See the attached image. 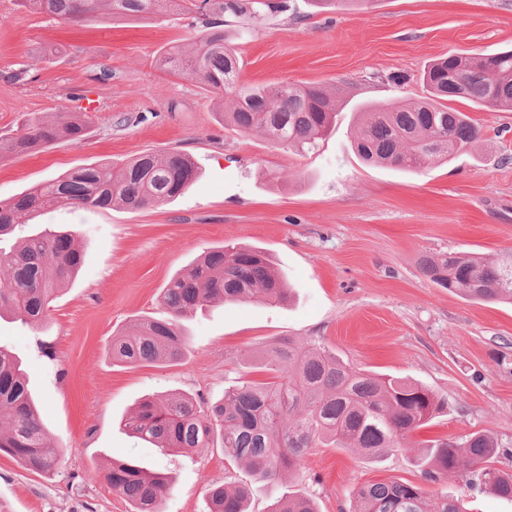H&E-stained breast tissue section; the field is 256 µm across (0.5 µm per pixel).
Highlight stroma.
<instances>
[{"instance_id":"1","label":"stroma","mask_w":512,"mask_h":512,"mask_svg":"<svg viewBox=\"0 0 512 512\" xmlns=\"http://www.w3.org/2000/svg\"><path fill=\"white\" fill-rule=\"evenodd\" d=\"M203 32L200 20L176 11L69 26L0 0V138L33 120L89 117L80 139L0 160V200L142 153L181 151L198 169L168 203L60 205L24 227L27 235L72 234L84 259L42 327L0 319V345L24 362L63 458L57 473L37 474L0 454V512H132L103 478L121 459L169 473L164 512H206L207 486L247 483L246 466L225 460L219 447L161 451L124 421L148 397L220 400L239 378L260 379L263 356L284 339L317 341L354 367L445 397L447 410L415 441L484 431L512 447V304L463 299L421 270L423 258L442 252L490 262L512 252V111L455 101L478 122L479 139L418 173L366 163L354 149L368 105L426 97L419 77L433 60L512 49V0H369L360 10L323 13L288 0L259 32L225 28L243 83L344 85L332 131L306 156L233 131L223 117L230 97L157 68L169 50L191 52ZM228 244L264 249L288 280L287 301L211 304L185 319L182 360L114 361L113 336L137 319L164 317L168 281ZM304 466V476L254 489L248 512H266L271 497L288 493L312 499L318 512H347L353 489L374 479L422 483L428 498L460 496L471 512H512V502L470 490L459 477L422 482L408 452L375 464L321 444Z\"/></svg>"}]
</instances>
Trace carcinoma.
I'll use <instances>...</instances> for the list:
<instances>
[{"label":"carcinoma","mask_w":512,"mask_h":512,"mask_svg":"<svg viewBox=\"0 0 512 512\" xmlns=\"http://www.w3.org/2000/svg\"><path fill=\"white\" fill-rule=\"evenodd\" d=\"M20 5L63 24L143 18L171 10L196 15L209 29L196 51L172 50L160 60L171 74L189 73L209 92L230 94L232 111L224 123L240 134L260 132L276 147L301 155L314 152L331 130L344 87L241 82L237 53L224 40V26L243 23L255 30L284 0H20ZM428 97L411 105L372 107L355 140L358 155L372 164L417 171L432 161H448L478 138L467 113L448 105L466 99L490 111L512 110V50L478 56H449L428 65L422 75ZM88 124L80 112L62 121L30 122L18 134L0 139V159L36 154L61 137L82 136ZM197 177L190 156L180 152L144 153L120 165L90 164L45 181L28 192L0 201V237L56 205L130 209L158 205L181 196ZM82 262V246L67 233L44 231L24 237L14 250L0 249V310L39 327L54 300L57 284ZM430 281L462 298L512 303V255L498 263L459 252L426 257ZM260 295L270 305L288 299L286 282L258 249L226 245L207 252L163 288L164 318H141L112 337V358L126 364L180 359L186 349L183 319L216 300L245 302ZM262 382L241 380L224 398L207 404L187 395L162 402L145 400L125 427L162 451L194 453L220 443L230 461H244L250 484L274 485L285 472L304 469L306 451L327 439L336 448H356L373 458L406 452L413 434L447 407L444 398L420 383L355 370L321 344L283 341L263 358ZM414 466L424 481L439 483L453 473L466 484L512 501V467L498 458L512 450L488 433L476 431L448 440L420 442ZM0 452L23 468L56 472L59 448L47 438L22 362L0 346ZM104 479L134 503V512H163L168 474L148 471L134 461L114 462ZM249 488L212 484L208 512H246ZM267 512H317L299 495L280 496ZM350 512H467L463 499L441 494L427 508L421 485L380 481L355 488Z\"/></svg>","instance_id":"1"}]
</instances>
